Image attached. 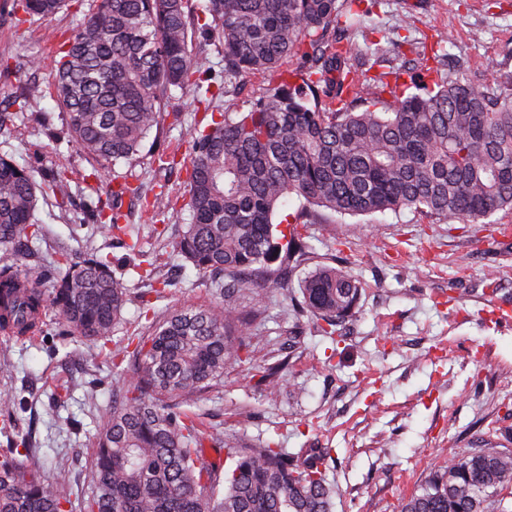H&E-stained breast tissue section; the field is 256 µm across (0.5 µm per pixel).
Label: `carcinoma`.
<instances>
[{
  "mask_svg": "<svg viewBox=\"0 0 512 512\" xmlns=\"http://www.w3.org/2000/svg\"><path fill=\"white\" fill-rule=\"evenodd\" d=\"M365 0H208L212 23L186 11V0H99L97 11L67 36L53 74L67 135L100 161L96 174L129 162L164 120L175 89L197 101L211 90L188 48L191 35L216 27L224 45V82L267 73L276 83L247 108L228 106L195 138L186 168L191 221L174 251L210 278L220 300L183 307L127 337L133 379L117 387L97 427V451L84 512H332L333 490L322 466L328 448L301 463L270 443L246 444L233 432L208 434L185 407L224 381L250 348L245 336L266 305L247 272L276 281L282 268L306 264L303 230L316 211L367 215L404 209L462 224L512 209V77L484 87L457 71L432 80L422 67L362 73L348 61L359 45L336 37L361 17ZM22 11L49 19L67 0H20ZM301 66L283 76V65ZM39 92L32 84L0 112V131L24 119ZM388 93L391 100L383 98ZM42 191L31 171L0 156V252L12 255L36 236ZM127 181L95 206V219L134 252V227L123 224ZM301 208L289 238L275 236L273 217L288 197ZM153 205L172 217L182 208L164 186ZM280 260L279 268L270 263ZM66 271L46 293L41 274L0 266V332L22 338L45 308L76 339L112 335L128 301L112 262L63 257ZM300 312L334 335L360 290L340 266L317 264L300 283ZM225 449L228 468L203 464L205 443ZM27 440L0 458V512H68L70 500L42 479ZM512 489V452L478 448L433 473L400 512H504Z\"/></svg>",
  "mask_w": 512,
  "mask_h": 512,
  "instance_id": "1",
  "label": "carcinoma"
}]
</instances>
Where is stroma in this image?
<instances>
[{"label": "stroma", "mask_w": 512, "mask_h": 512, "mask_svg": "<svg viewBox=\"0 0 512 512\" xmlns=\"http://www.w3.org/2000/svg\"><path fill=\"white\" fill-rule=\"evenodd\" d=\"M95 5L71 0L42 19L24 14L15 0H0V103L29 85L40 89L29 101V119L0 131V156L26 166L46 189L36 212L39 239L12 261L41 270L49 292L63 273L62 255H106L129 298L117 331L101 340L59 335L49 308L34 335L0 334V364L11 369L0 376V394L12 397L16 416L0 422V455L11 439L28 437L31 463L70 493L72 512H83L79 491L112 391L132 374L129 363L114 366L112 354L145 330L140 297L160 316L217 300L207 277L173 251L184 219L144 210L142 197L160 184L183 197L196 129L211 112L246 105L270 85L263 74L239 78L208 110L189 92L167 101L180 122H164L136 159L116 167L141 189L123 198L143 251L130 255L92 215L91 203L107 199L112 184L96 180L95 160L66 140L52 86L60 55L51 32L71 33ZM344 37L377 53L378 73L412 70L420 54L435 53L442 73L460 68L490 86L512 75V0H378L362 28ZM26 57L36 65L15 68ZM163 153L174 163L160 161ZM59 169L68 179L62 190L51 181ZM501 224L512 225V210L497 211L487 224L406 209L307 225L315 261H336L356 281L353 316L334 337L324 336L313 317L292 307L303 270L264 283L267 312L252 327L251 359L230 369L192 413L207 433L235 430L245 443L271 440L294 457L329 449L324 473L336 489L333 512H399L449 459L476 448L512 450V321L504 319L512 314V238L499 234ZM148 262L158 279L141 277L139 266ZM162 277L167 287H160ZM278 362L280 386L267 389L256 369Z\"/></svg>", "instance_id": "obj_1"}]
</instances>
